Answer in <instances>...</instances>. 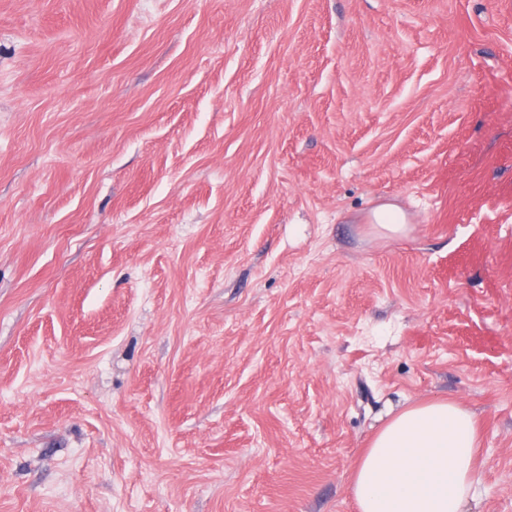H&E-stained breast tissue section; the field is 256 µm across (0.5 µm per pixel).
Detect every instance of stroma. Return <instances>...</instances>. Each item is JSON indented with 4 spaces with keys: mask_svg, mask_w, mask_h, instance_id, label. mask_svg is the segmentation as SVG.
Returning <instances> with one entry per match:
<instances>
[{
    "mask_svg": "<svg viewBox=\"0 0 512 512\" xmlns=\"http://www.w3.org/2000/svg\"><path fill=\"white\" fill-rule=\"evenodd\" d=\"M438 399L512 512V0H0V512H357ZM373 217L376 224L391 232H399L405 226V215L395 204L388 203L378 206L373 212Z\"/></svg>",
    "mask_w": 512,
    "mask_h": 512,
    "instance_id": "obj_1",
    "label": "stroma"
}]
</instances>
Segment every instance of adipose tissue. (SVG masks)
<instances>
[{
  "label": "adipose tissue",
  "mask_w": 512,
  "mask_h": 512,
  "mask_svg": "<svg viewBox=\"0 0 512 512\" xmlns=\"http://www.w3.org/2000/svg\"><path fill=\"white\" fill-rule=\"evenodd\" d=\"M473 413L455 401L408 407L371 439L350 491L358 512H470L481 479Z\"/></svg>",
  "instance_id": "1"
}]
</instances>
